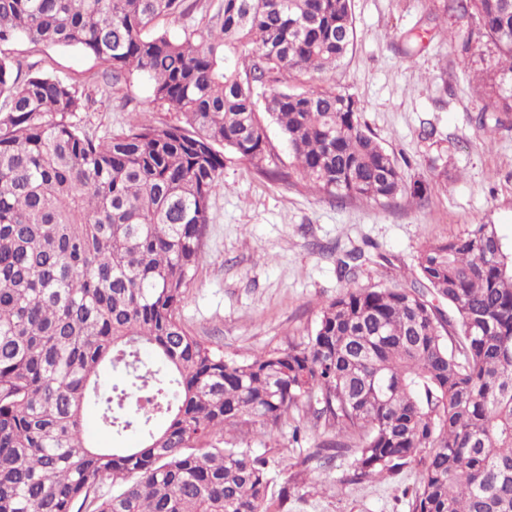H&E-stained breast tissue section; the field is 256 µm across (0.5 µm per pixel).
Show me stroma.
I'll list each match as a JSON object with an SVG mask.
<instances>
[{"mask_svg": "<svg viewBox=\"0 0 512 512\" xmlns=\"http://www.w3.org/2000/svg\"><path fill=\"white\" fill-rule=\"evenodd\" d=\"M445 3L351 0L357 40L332 73L337 91L359 100L363 121L395 153L405 181L428 184L426 199L402 195L386 207L341 203L304 181L260 175L225 153L224 188L211 199L179 311L193 335L241 355L303 342L322 307L342 292L337 261L355 248L365 252L358 285L393 288L418 278L424 246L474 225H494L512 246V122L490 140L474 122L496 52L477 21L457 19ZM0 53L79 87L90 98L80 125L96 135L124 132L135 118L157 127L183 123L181 113L154 99L147 77L106 86L103 66L79 49L16 40ZM324 436L323 429H307L298 447L285 428L245 432L251 448L285 470L288 512H409L405 491L417 480V466L350 483L347 454L326 470L304 471V447Z\"/></svg>", "mask_w": 512, "mask_h": 512, "instance_id": "1", "label": "stroma"}]
</instances>
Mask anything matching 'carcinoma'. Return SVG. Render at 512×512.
I'll return each mask as SVG.
<instances>
[{
    "instance_id": "carcinoma-1",
    "label": "carcinoma",
    "mask_w": 512,
    "mask_h": 512,
    "mask_svg": "<svg viewBox=\"0 0 512 512\" xmlns=\"http://www.w3.org/2000/svg\"><path fill=\"white\" fill-rule=\"evenodd\" d=\"M201 7L0 0V43L78 47L115 83L137 71L185 119L98 137L76 121V86L0 56V512H288V481L235 433L295 413L334 432L306 449L307 471L351 450L349 482L418 461L410 512H512V249L494 225L426 245L407 288L355 284L364 252L349 253L342 293L283 351L229 357L181 322L224 185L217 146L292 177L260 113L314 192L427 195L404 183L356 99L295 86L354 45L349 0H220L182 39L146 34ZM447 9L477 18L498 54L478 117L490 137L512 118V0ZM103 370L121 374L106 391ZM88 406L140 443L89 444ZM261 119L266 128L269 147L277 156L278 164L285 172H293V158L289 153L287 143L283 140L281 136L279 128L277 127L276 124L267 120L266 117L261 116Z\"/></svg>"
}]
</instances>
